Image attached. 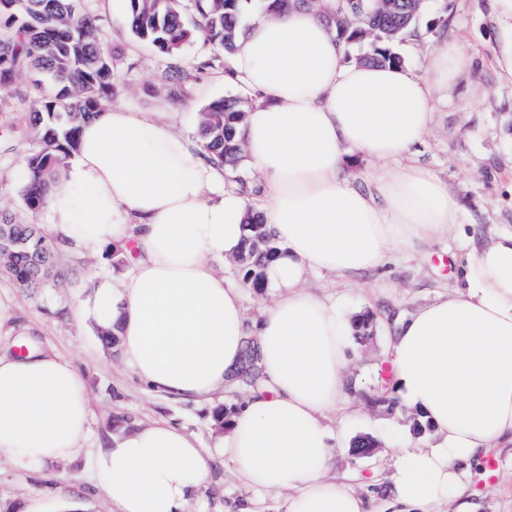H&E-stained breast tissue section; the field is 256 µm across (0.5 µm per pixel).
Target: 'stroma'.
I'll return each mask as SVG.
<instances>
[{
    "label": "stroma",
    "mask_w": 512,
    "mask_h": 512,
    "mask_svg": "<svg viewBox=\"0 0 512 512\" xmlns=\"http://www.w3.org/2000/svg\"><path fill=\"white\" fill-rule=\"evenodd\" d=\"M99 20L106 47L116 57L113 103L140 112H169L176 130L192 132L201 112L214 100L240 95L224 81L228 55L204 38L182 48L179 62L193 79L181 99H173L160 80L169 60L151 44L135 37L124 18V0H83ZM462 49L463 64L446 95L436 99V122L417 146L415 157L447 183L458 204V229L435 237L428 245L399 254L379 272L354 277L328 274L310 277L309 291L336 296L350 313L373 314L374 334L355 340V357L348 377L349 399L360 417L348 424L351 433L368 436L370 454H337V472L383 470L376 483L354 482L356 492L385 502L392 470L386 465L387 438L395 432L429 436L419 413L410 407H388L377 397V371L385 367L393 329L403 316L462 285V268L469 255L496 234L512 230V79L496 64L497 31L491 0H426L413 36L401 43L406 61L423 68L428 56L444 43ZM51 91L35 74L0 88V212L49 227L48 211L30 214L22 200L23 185L16 168L36 146L26 119ZM60 276L42 294H27L0 273V304L10 321L0 327V341L23 337L36 349H52L73 360L91 397L93 417L89 440L71 457L41 467H19L0 457V512H21L25 498L41 494L46 512H111L92 484L88 461L96 448L130 424L166 420L192 434L201 448L212 450L224 434L218 415H230L245 390L232 388L209 402L183 401L147 393L122 361L118 348L105 347L97 327L78 321L74 312L92 291L96 273L123 276L128 267L107 253L74 255L57 252ZM495 462L500 475L482 477L483 466ZM466 500L475 512H512V446L493 448L467 467ZM210 489L200 495L196 512H224L228 503L251 499L232 465L216 463Z\"/></svg>",
    "instance_id": "stroma-1"
}]
</instances>
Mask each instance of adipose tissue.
I'll use <instances>...</instances> for the list:
<instances>
[{
	"label": "adipose tissue",
	"mask_w": 512,
	"mask_h": 512,
	"mask_svg": "<svg viewBox=\"0 0 512 512\" xmlns=\"http://www.w3.org/2000/svg\"><path fill=\"white\" fill-rule=\"evenodd\" d=\"M458 47L423 70L350 59L317 8L249 24L229 55L228 79L254 102L238 127L259 197L225 188L199 138L170 115L107 107L80 125L77 151L48 197L51 230L66 248L111 247L130 272L98 278L79 315L112 328L131 373L151 392L200 399L232 387L254 336L265 381L226 424V461L256 495L236 512H435L462 502L463 464L512 445V232L474 253L464 285L396 324L392 392L421 411L435 441L393 437L390 499L379 507L333 470V449L354 445L334 414L346 398L359 322L311 294V275L348 277L456 226L458 203L418 163L438 94L460 67ZM382 161L369 187L352 158ZM403 166L386 168V161ZM278 242L265 267L276 296L247 320L243 282L217 263L236 257L247 216ZM89 390L56 353L0 350V454L22 466L70 457L90 435ZM212 458L160 420L121 432L94 452L93 484L112 512H191Z\"/></svg>",
	"instance_id": "adipose-tissue-1"
}]
</instances>
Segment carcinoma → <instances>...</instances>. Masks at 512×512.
Instances as JSON below:
<instances>
[{
  "label": "carcinoma",
  "mask_w": 512,
  "mask_h": 512,
  "mask_svg": "<svg viewBox=\"0 0 512 512\" xmlns=\"http://www.w3.org/2000/svg\"><path fill=\"white\" fill-rule=\"evenodd\" d=\"M25 6H0V85H9L26 73L46 75L55 85L54 96L44 99L29 122L39 147L25 158L29 181L24 183L25 208L37 213L47 206L51 186L60 169L77 150L79 124L92 118L114 93L115 60L104 47L97 19L80 9V0H24ZM131 31L149 42L170 60L166 72L169 94L184 95L190 74L178 64V54L195 33L211 44L231 52L250 18L288 11L296 0H127ZM425 4L416 0H333L325 5L328 22L348 43H368L360 59L366 62L405 61L397 46L415 31ZM191 13L193 23L186 21ZM244 101L224 97L202 113L198 136L214 165L233 169L242 161L236 125ZM12 225L15 244L0 250V270L19 287L37 293L54 281L56 249L41 227L10 221L0 214V225ZM250 235L235 262L243 281L260 294L266 287V261L278 246L265 225L247 222ZM264 372L259 364L254 338H246V354L235 376V386L260 387Z\"/></svg>",
  "instance_id": "cac0c4a2"
}]
</instances>
